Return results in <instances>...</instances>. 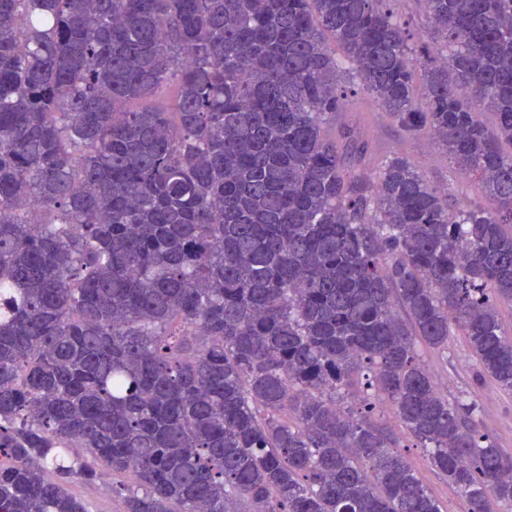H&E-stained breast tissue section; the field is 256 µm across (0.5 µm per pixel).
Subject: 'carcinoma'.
<instances>
[{"mask_svg":"<svg viewBox=\"0 0 512 512\" xmlns=\"http://www.w3.org/2000/svg\"><path fill=\"white\" fill-rule=\"evenodd\" d=\"M393 2L0 0V512L123 472V512H441L388 407L512 512L421 356L462 336L512 394V0H424L433 53ZM359 92L492 206L324 135Z\"/></svg>","mask_w":512,"mask_h":512,"instance_id":"cac0c4a2","label":"carcinoma"}]
</instances>
